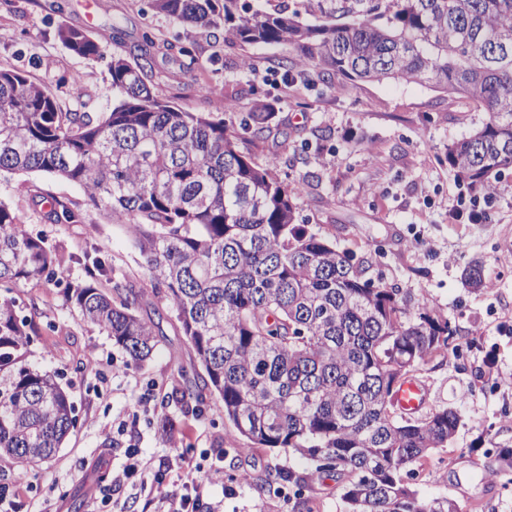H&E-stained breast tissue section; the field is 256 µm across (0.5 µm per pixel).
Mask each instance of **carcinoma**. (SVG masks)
Here are the masks:
<instances>
[{"instance_id":"carcinoma-1","label":"carcinoma","mask_w":512,"mask_h":512,"mask_svg":"<svg viewBox=\"0 0 512 512\" xmlns=\"http://www.w3.org/2000/svg\"><path fill=\"white\" fill-rule=\"evenodd\" d=\"M178 24L224 34L228 47L282 44L281 67L336 72L352 81L428 82L484 112L473 133L448 144V167L486 189L512 168V0H338L322 21L266 13L242 0H152ZM75 55H101L85 32L62 26ZM112 109L61 112L25 74L0 70V171L43 172L78 185L87 201L127 227L154 288L175 311L204 371L182 374L179 400L220 397L224 416L258 448H288L309 467H268V482L303 490L321 474L341 483L344 512H461L446 495L411 483L423 460L446 448L460 425L453 407L424 418L397 412L394 391L445 357L456 327L426 300L410 313L400 290L365 277L364 261L319 228L299 223L300 191L259 167L239 132L272 129L260 104L230 130L207 113L183 111L147 84L143 66L109 65ZM65 263L41 235L0 203V458L19 473L50 458L75 428L74 405L56 376L30 367L37 333L12 293L51 280ZM484 287L483 265L464 269ZM83 319L131 361L157 345L140 315L143 293L85 282L67 289ZM492 475L512 481V448Z\"/></svg>"}]
</instances>
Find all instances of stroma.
<instances>
[{"label":"stroma","instance_id":"obj_1","mask_svg":"<svg viewBox=\"0 0 512 512\" xmlns=\"http://www.w3.org/2000/svg\"><path fill=\"white\" fill-rule=\"evenodd\" d=\"M83 3L0 0V69L43 85L64 112L108 111L115 56L143 57L148 82L189 112L233 124L257 101L268 103L287 139L245 134L239 150L261 167L278 157L280 178L302 186L294 202L304 223L319 225L338 249L367 260L368 278L399 288L407 302L427 298L457 328L447 357L413 375L426 393L425 410L455 403L461 414L454 440L429 456L415 487L425 496L448 495L462 512H512V482L490 474L497 449L512 448V168L497 179L500 202L491 223L456 224L448 216L468 183L449 170L445 149L479 126L483 112L426 83L304 79L280 67L285 47H226L221 33L184 30L155 12L151 0H95L89 10ZM62 26L86 32L102 57L69 52L57 36ZM146 34L153 39L148 48ZM76 74L82 77L77 98L70 92ZM48 198L69 207L75 223H49ZM0 201L29 233L46 234L51 247L71 257L53 280L26 282L15 293L38 328L27 360L58 373L76 418L56 456L31 468L33 484L19 492L27 512H71L74 500L80 512H155L139 478L118 486L110 479L129 448L172 481L191 467L220 465L224 477L210 485L207 500L222 504L223 512H344L332 476L303 491L265 484L266 465L301 469L304 460L283 448H251L225 419L219 397L200 406L171 400L181 372L198 371L199 364L175 312L155 297L124 226L91 206L78 186L47 174H1ZM84 255L106 261L100 288L120 281L143 292V311L161 328L146 362H132L67 301V286L87 277L77 262ZM474 260L482 262L487 282L479 290L463 280ZM463 392L469 398L461 404ZM169 419L177 423L174 447L157 435ZM108 435L115 446L105 454ZM246 447L248 458L235 456ZM243 468L252 472L251 483L236 482Z\"/></svg>","mask_w":512,"mask_h":512}]
</instances>
